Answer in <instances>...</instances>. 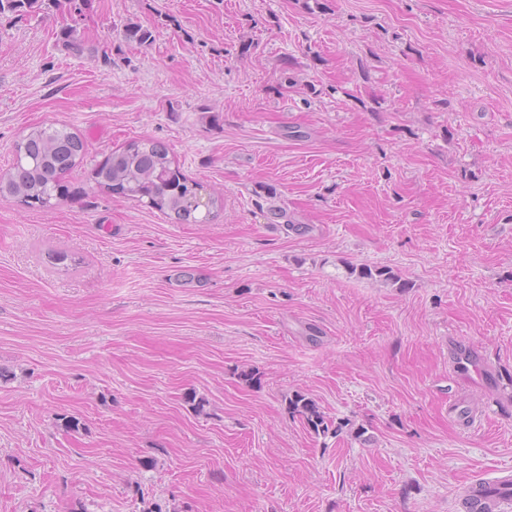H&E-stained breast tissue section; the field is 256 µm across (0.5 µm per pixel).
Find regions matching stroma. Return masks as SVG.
Instances as JSON below:
<instances>
[{"mask_svg":"<svg viewBox=\"0 0 512 512\" xmlns=\"http://www.w3.org/2000/svg\"><path fill=\"white\" fill-rule=\"evenodd\" d=\"M41 124L86 157L76 200L0 199V512H461L512 469V0L0 15V171ZM142 138L223 211L177 224L90 181ZM288 410L302 418L308 428L315 434L326 435L330 430L333 431V434H337L342 429L341 426L332 429V422L320 410L316 401L305 393H294L293 397L288 399Z\"/></svg>","mask_w":512,"mask_h":512,"instance_id":"1","label":"stroma"}]
</instances>
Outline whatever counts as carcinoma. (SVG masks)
Here are the masks:
<instances>
[{
  "instance_id": "carcinoma-1",
  "label": "carcinoma",
  "mask_w": 512,
  "mask_h": 512,
  "mask_svg": "<svg viewBox=\"0 0 512 512\" xmlns=\"http://www.w3.org/2000/svg\"><path fill=\"white\" fill-rule=\"evenodd\" d=\"M45 0H0V14L37 13ZM85 142L64 125L28 129L16 146V158L0 173V197L17 198L32 208L50 209L73 196L66 175L83 162ZM94 183L157 209L178 223H204L222 208V200L203 199L200 185L180 171L169 149L152 140H134L91 169ZM288 410L316 434L338 433L315 400L302 392L288 399Z\"/></svg>"
}]
</instances>
